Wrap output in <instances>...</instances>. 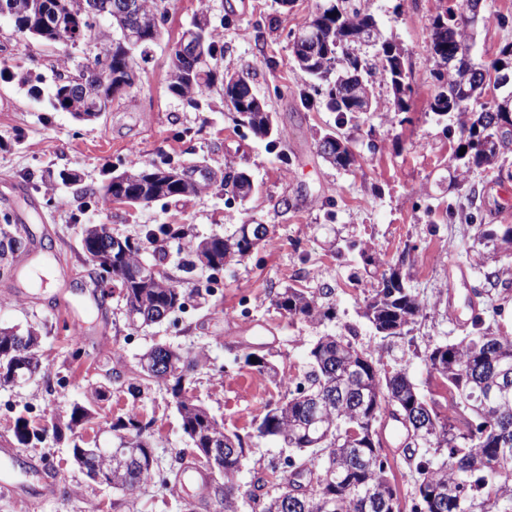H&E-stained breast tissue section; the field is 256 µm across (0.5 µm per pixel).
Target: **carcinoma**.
<instances>
[{"instance_id":"cac0c4a2","label":"carcinoma","mask_w":512,"mask_h":512,"mask_svg":"<svg viewBox=\"0 0 512 512\" xmlns=\"http://www.w3.org/2000/svg\"><path fill=\"white\" fill-rule=\"evenodd\" d=\"M25 10L17 28L30 36L65 47L77 48L98 39L104 47L92 60L77 68L59 73L53 107L81 113L109 111L115 98L114 84L91 78L90 70L99 58L111 55L110 69L121 72L135 65L127 56L128 44L123 40L125 21L112 17V32L99 31V13L119 8L125 0H17ZM308 26H317L324 40L314 39L312 32L301 44L293 45L297 63L308 55L316 57L319 66L308 72L317 81L327 84L326 106L338 113L339 123L353 118L348 98L336 84L337 71L351 65L363 75L366 66L354 53L347 40V28L363 25L371 15L353 4V0H328L321 6ZM48 18L50 25L41 26ZM455 13L448 9L435 17L430 34V48L439 70L436 79L445 81L428 102L430 111L438 116L454 114L461 128L459 147L466 148L459 157L465 172L483 169L489 181L499 183L502 170H494L501 144L512 141V111L505 112L494 101H482L489 84L482 66L475 65L471 79L460 84L448 62L461 57L473 40V31H448L440 28L454 24ZM204 57L170 56L169 67L189 76L168 84L169 90L194 106H199L217 80H222L224 97L236 114V121L260 138L273 126L268 112H254L253 81L245 76L218 77L217 41L214 30H207ZM375 57L394 93L392 112H405L408 102L402 88H411L400 49L382 40L375 47ZM319 153L330 164L350 169L357 157L347 142L329 131L318 140ZM157 168L134 166L130 172L137 180L125 185L128 205H149L160 200H182L220 188H237V173L222 171L218 182L198 175L197 184L186 191L171 176L160 177ZM180 231L170 224H159L146 231L145 240H136L128 250L112 254V266L125 281L119 282L121 300L132 326L157 322L163 314L170 315L184 307L185 294L174 285L164 270L153 272L142 264L143 244H157L176 238ZM476 240L496 241L498 248L512 251V226L497 235L490 224L477 225ZM267 224L255 225L246 232L240 224L229 236L212 234L190 246L191 259L186 269L206 267L219 261L229 264L246 259L259 244L268 241ZM111 238L87 224L81 233V246L89 256L107 247ZM21 233L3 232L0 237V262L8 264L22 251ZM493 288L486 291L485 303L493 313L501 311L499 301H507L512 292V267L504 265L488 274ZM273 305L281 313L307 322L332 316L313 292L285 288L278 292ZM423 315V306L412 288L407 286L397 269L381 274L364 299L363 316L383 339L404 335L405 328ZM40 334L34 328L26 333L9 332L0 327V378L9 374L24 357L40 359ZM174 362L164 376L138 362L139 377L162 383L170 391L182 420L184 433L192 446L204 452L228 448L224 454L220 482L210 484L206 495L183 503V512H197L205 506L213 512H240L239 472L245 454V442L238 434L224 432L220 424L202 405L186 396L187 386L200 360L196 356L171 349ZM425 361L430 372L444 379L451 392L454 415L465 416L460 429L440 416L417 385L402 369L383 371L375 353L337 336H321L309 352L306 383L288 390L281 402L267 407L255 423L259 437H271L295 451L288 457L287 467L271 470L270 477H256L260 494L250 493L253 512H401L396 491L387 476L389 460L383 453L378 430L387 415L412 434L411 444L404 447V456L416 474L415 504L412 512H512V331L493 326L477 314L471 330L456 342L438 345L427 352ZM244 363L258 372L276 378V371L267 354L249 352ZM91 417V409L79 403L72 405L69 415L57 412L49 416L53 434L59 440L72 439L74 463L85 470L101 461L94 449L79 448L78 429ZM122 432L124 442L115 449L120 459L112 463V487L131 495L153 475L149 469L152 454L142 443L144 427L135 419L112 425ZM18 443L28 446L40 442L41 433L24 418L16 421Z\"/></svg>"}]
</instances>
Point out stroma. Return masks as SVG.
Instances as JSON below:
<instances>
[{
    "instance_id": "1",
    "label": "stroma",
    "mask_w": 512,
    "mask_h": 512,
    "mask_svg": "<svg viewBox=\"0 0 512 512\" xmlns=\"http://www.w3.org/2000/svg\"><path fill=\"white\" fill-rule=\"evenodd\" d=\"M323 0H167L162 35L139 62L136 86L117 98L94 122H80L54 109L50 98L62 68L86 64L95 47L67 49L30 38L0 19V228L22 224L25 248L16 273L0 274V327H38L44 370L24 385H0V443L14 442L18 418L38 422V407L67 410L101 385L82 429L85 446L113 448L114 423L137 416L155 459V476L133 497L89 479L71 459V449L53 438L21 447L20 466L40 462L61 476L55 496L34 499L0 494V512H182L188 489L166 484L170 467L192 460V444L166 386L148 384L139 397L127 387L138 376L140 356L155 344L204 351L188 395L204 405L227 431L245 441L237 475L249 488L255 474L281 464L289 450L257 437L252 429L265 406L286 395L268 376L245 365L247 347L269 353L280 374L304 380L309 351L332 334L378 352L381 365L406 368L420 391L444 411L448 389L429 374L424 360L433 347L457 339L470 327L466 305L472 290L488 287L487 272L504 259L493 246L474 243L480 224L512 225V179L486 183L482 170L465 183L456 179L460 128L456 118L430 112L437 81L429 33L437 14L461 0H367L382 34L402 50L411 74L409 111L390 112V84L372 78L379 108L359 127L338 126L314 86L294 61L291 35ZM207 11L222 49L218 67L248 71L271 112L275 136L260 139L238 125L221 89L194 107L168 88L170 49L194 14ZM491 23L474 35L472 58L487 65L512 44V0H491ZM338 130L351 140L357 167L344 170L320 156L319 136ZM206 159L249 173L255 184L247 200L209 191L147 207L104 205L99 191L133 165H176ZM106 224L114 234L143 238L155 224L184 231L168 241L167 270L188 296L184 311L145 327L128 325L119 296L93 303L99 290L80 246L83 225ZM240 224H268L274 235L241 262L221 271L178 270L179 251L190 241ZM371 252L399 269L425 310L405 337L387 340L363 317L364 298L381 270L365 265ZM292 286L329 287L323 303L330 319L312 325L283 315L272 299ZM85 326L82 340L72 319ZM80 359H73L75 350ZM385 452L401 512H411L415 473L400 445L395 422L382 420Z\"/></svg>"
}]
</instances>
